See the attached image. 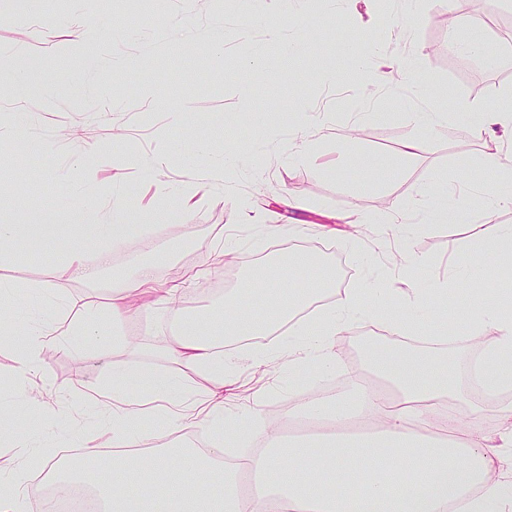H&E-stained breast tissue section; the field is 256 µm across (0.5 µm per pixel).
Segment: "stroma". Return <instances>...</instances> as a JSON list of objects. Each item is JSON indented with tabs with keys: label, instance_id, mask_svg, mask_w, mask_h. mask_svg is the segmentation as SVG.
Instances as JSON below:
<instances>
[{
	"label": "stroma",
	"instance_id": "35a3bbf8",
	"mask_svg": "<svg viewBox=\"0 0 512 512\" xmlns=\"http://www.w3.org/2000/svg\"><path fill=\"white\" fill-rule=\"evenodd\" d=\"M10 11L0 23V224L18 227L10 259L0 261V281L46 284L62 303L64 321L78 319L83 305L106 308L114 277H135L152 265L159 281L181 284L178 303L187 318L202 319L223 304L254 269L294 249L319 259L339 258L347 269L345 288L373 283L390 291L396 282L387 255L396 248L393 229L344 224L343 216L392 211L397 202L418 207L429 177L512 193V177L472 165L490 142L468 124L474 105H512V0H500L495 16L481 0H461L454 32L436 18L445 0H262V17L244 18L240 0H4ZM94 21L108 50L87 61L70 45L73 21ZM362 32L361 57L337 28ZM459 47L449 50V34ZM302 40L300 53L284 46ZM407 59L428 81L427 89L395 78L366 85L365 70ZM36 63L43 90L24 93L16 70ZM435 105L454 114L452 127L428 134L417 157L399 153L416 134L413 112ZM96 144L99 157L82 152ZM261 144L259 164L227 163L224 148ZM310 148L312 162L300 167L285 144ZM43 160L44 192L28 177L30 152ZM73 193L63 196L60 181ZM175 193H166V186ZM95 201L79 216V199ZM125 198L133 220L151 223L164 215L167 235H134L112 249L109 266H97V243L79 223L105 224L117 198ZM469 223L421 224L407 240L422 257L426 278H441L448 261L471 243L483 223L482 201L469 194ZM260 224L279 225L273 237ZM239 240L222 253V236ZM84 253L83 268L55 276L53 242ZM222 286V295L209 290ZM116 345L96 347L55 340L43 350L44 366L35 394L55 405L48 438L55 458L73 438L72 426L95 433L97 407L84 394L112 383L122 366L134 374L131 390L147 394L144 372L179 373V365L154 356L151 348L173 338L171 318L147 310L124 323ZM412 346L386 337L368 320H355L334 339L341 358L332 394L348 396L356 379H371L360 348L362 338ZM252 344L235 346L239 380L224 394L227 420L252 413L280 429L292 405L320 390L311 371H289L287 361L257 363ZM19 347L0 335V403L22 404L27 396L13 380Z\"/></svg>",
	"mask_w": 512,
	"mask_h": 512
}]
</instances>
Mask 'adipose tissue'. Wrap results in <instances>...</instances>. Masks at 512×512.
<instances>
[{"mask_svg":"<svg viewBox=\"0 0 512 512\" xmlns=\"http://www.w3.org/2000/svg\"><path fill=\"white\" fill-rule=\"evenodd\" d=\"M426 194L432 203L422 210L424 223H468L469 210L455 190L434 178ZM137 229L127 203L117 200L109 223L93 227L95 237L106 243L98 253L99 264L109 265V245ZM404 261L414 273L403 279L394 300L369 284L346 290L336 304L297 324L282 347L259 351L257 360L284 357L289 368L306 365L315 376H326L339 362L332 337L356 318H369L391 335L423 333L442 316L440 298L465 286L470 289L465 323L448 330L462 341L488 331L492 340L464 363L428 349L371 347L367 364L383 387L361 382L349 397L313 396L302 402L295 417L328 421L336 429L285 452L255 415L241 432H226L202 455L174 445L142 450L144 436L133 424L147 416L150 401L166 403L158 419L168 429L220 427L224 384L235 377L238 359L211 332L182 319L176 305L180 285L159 282L148 269L132 279L113 280L106 313L87 309L68 325V335L104 342L108 330L139 316V308L129 302L136 295L147 304L165 305L171 318L180 320V334L163 347L162 355L179 363L183 373H149V396L135 398L126 389L129 371H113L108 390L112 406L104 411L101 435L117 454L102 463L96 481L103 512H512V290H498L495 300L486 302L477 275L489 261L503 275L512 274V225L490 220L478 225L469 248L454 258L447 279L421 285L414 274L423 261L409 254ZM261 285L273 303L265 317L256 319L246 315L244 297L247 288ZM335 285V276H327L319 286L301 288L288 305L278 301L280 280L263 270L252 273L247 288L224 300V333L264 335L274 324L292 319L294 305ZM35 292L47 306L42 320L28 327L19 354L15 378L22 386L40 373L42 349L60 328L51 290L39 286ZM464 374L481 387L486 400L462 410L454 401ZM198 380L208 386L203 406L191 414L180 412ZM490 412L499 422L492 433L480 426ZM242 433L259 442L258 451L240 463H225V445ZM12 448V457L0 462V512H26L30 470H51L56 462L34 435L13 438Z\"/></svg>","mask_w":512,"mask_h":512,"instance_id":"ef3b65f1","label":"adipose tissue"}]
</instances>
